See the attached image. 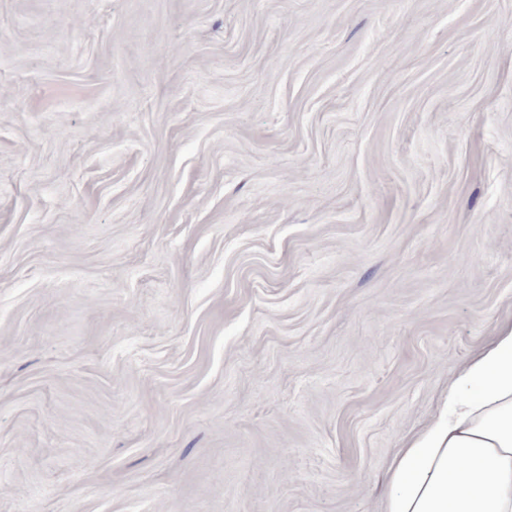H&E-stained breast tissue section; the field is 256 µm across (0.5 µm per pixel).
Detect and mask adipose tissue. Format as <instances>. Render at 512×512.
I'll return each mask as SVG.
<instances>
[{"mask_svg": "<svg viewBox=\"0 0 512 512\" xmlns=\"http://www.w3.org/2000/svg\"><path fill=\"white\" fill-rule=\"evenodd\" d=\"M385 512H512V328L389 469Z\"/></svg>", "mask_w": 512, "mask_h": 512, "instance_id": "1", "label": "adipose tissue"}]
</instances>
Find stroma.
<instances>
[{
	"label": "stroma",
	"mask_w": 512,
	"mask_h": 512,
	"mask_svg": "<svg viewBox=\"0 0 512 512\" xmlns=\"http://www.w3.org/2000/svg\"><path fill=\"white\" fill-rule=\"evenodd\" d=\"M512 326V0H0V512H384Z\"/></svg>",
	"instance_id": "35a3bbf8"
}]
</instances>
